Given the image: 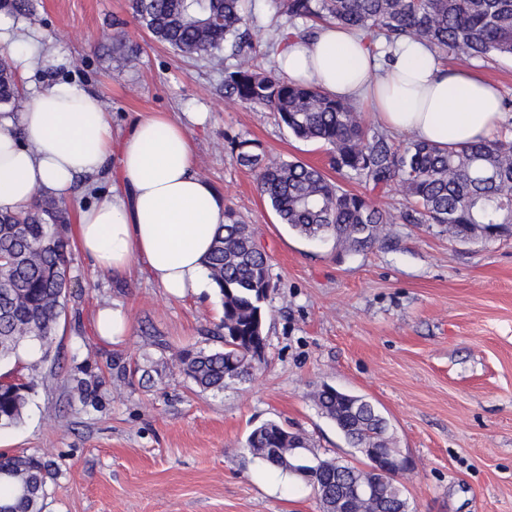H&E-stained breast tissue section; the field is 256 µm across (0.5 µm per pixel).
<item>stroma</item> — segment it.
<instances>
[{
    "mask_svg": "<svg viewBox=\"0 0 512 512\" xmlns=\"http://www.w3.org/2000/svg\"><path fill=\"white\" fill-rule=\"evenodd\" d=\"M40 19L12 21L41 37L33 88L55 82L97 93L116 130L154 112L186 122L196 167L225 207L250 224L270 258L261 370L223 392L202 393L175 359L220 348L218 289L169 297L140 271L94 273L68 254L67 318L54 337L57 373L39 378L23 422L0 429V453L55 461L47 512H320L312 486L270 468L244 443L268 421L308 438L320 456L363 465L312 400L323 384L362 395L387 418L411 512H512V236L461 242L434 224H406L398 188L371 190L395 221L385 244L337 252L281 224L253 172L230 151L260 141L269 156L328 169L320 145L294 138L273 115L225 97L224 76L140 30L130 0H32ZM261 64L275 69L288 24L273 0H255ZM134 34L140 64L117 65V35ZM192 112L203 122L189 121ZM119 306L130 333L98 336L100 307ZM166 366L155 369L157 360ZM95 381L87 401L73 377Z\"/></svg>",
    "mask_w": 512,
    "mask_h": 512,
    "instance_id": "1",
    "label": "stroma"
}]
</instances>
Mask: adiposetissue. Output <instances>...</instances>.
Returning a JSON list of instances; mask_svg holds the SVG:
<instances>
[{
	"label": "adipose tissue",
	"mask_w": 512,
	"mask_h": 512,
	"mask_svg": "<svg viewBox=\"0 0 512 512\" xmlns=\"http://www.w3.org/2000/svg\"><path fill=\"white\" fill-rule=\"evenodd\" d=\"M278 63L289 78L360 102L379 124L418 140L467 143L502 122L496 84L448 68L421 43L401 42L384 62L356 32L326 25L312 40L287 39ZM113 167L110 193L77 207L78 244L93 272L137 267L175 298L209 288L204 261L224 200L198 175L181 121L155 112L117 137L100 98L67 83L34 91L26 111L0 114L1 211L70 193L78 177Z\"/></svg>",
	"instance_id": "ef3b65f1"
}]
</instances>
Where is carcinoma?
<instances>
[{
  "instance_id": "cac0c4a2",
  "label": "carcinoma",
  "mask_w": 512,
  "mask_h": 512,
  "mask_svg": "<svg viewBox=\"0 0 512 512\" xmlns=\"http://www.w3.org/2000/svg\"><path fill=\"white\" fill-rule=\"evenodd\" d=\"M250 0H130L142 30L175 52L206 61L224 74V95L274 113L297 139L327 147L343 177L372 189L398 186L412 207L400 215L408 224H438L448 234L490 240L512 234V127L475 143L442 147L414 139L394 144L384 131L370 132L361 110L321 86L284 80L256 63L258 45L249 33ZM289 28L299 20L335 23L356 31L369 48L391 57L399 42L424 43L461 70L494 56L512 58V0H284ZM18 83L0 62V110L20 107ZM236 162L256 172L261 195L281 223L309 240H330L351 254L385 242L392 218L364 195L352 193L316 166L276 160L252 139L233 140ZM67 203L39 199L20 212L0 213V362L19 359L36 347L26 364L32 375L55 365L53 336L66 317L69 289ZM211 282L223 296V347L178 354L184 375L201 392H220L259 367L253 340L265 339L269 258L235 211L224 210L205 260ZM32 387L11 374L0 376V428L19 424ZM321 414L335 422L350 447L388 448L389 424L369 400L325 384L313 395ZM245 447L281 471H310L319 502L336 487L326 473L345 481L378 478L368 469L320 457L310 441L271 421L255 428ZM56 469L34 454H0V504L9 512H46ZM353 510L408 512L407 499L388 483L375 499H355Z\"/></svg>"
}]
</instances>
